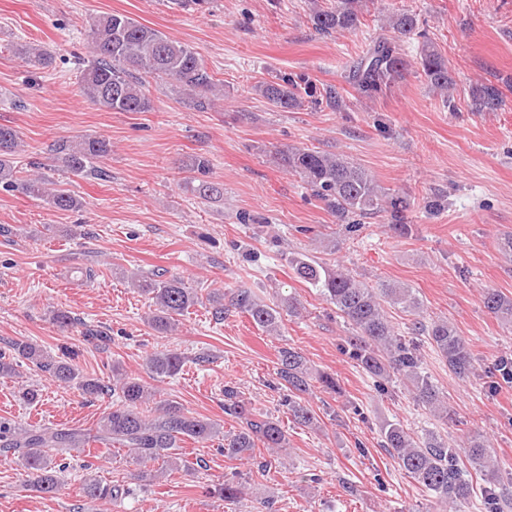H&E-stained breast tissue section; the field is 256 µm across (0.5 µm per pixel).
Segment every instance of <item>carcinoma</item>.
<instances>
[{
  "label": "carcinoma",
  "instance_id": "carcinoma-1",
  "mask_svg": "<svg viewBox=\"0 0 512 512\" xmlns=\"http://www.w3.org/2000/svg\"><path fill=\"white\" fill-rule=\"evenodd\" d=\"M311 21L315 29L327 36L354 31L361 25L359 0H334V4L327 7L317 4L312 8ZM388 26L402 36L422 38L416 65L426 82L447 95L446 103L452 104L450 91L454 79L450 63L424 40V34L418 31L416 15L410 12L395 14L389 18ZM20 54L34 67L50 64L49 54L36 45L22 46ZM409 66L400 44L382 37L373 42L356 64L351 80L362 96L374 98L390 89ZM150 79L176 82L182 93L196 101L200 108L210 105L208 94L216 89L215 75L208 71L200 55L189 45L125 15L112 13L94 20L90 29V55L80 70L83 95L105 111L149 112L153 104L145 92V85ZM256 90L272 107L282 112L300 108L303 96L309 95L308 88L290 78L264 81ZM502 103V91L493 84L475 83L469 90V105L473 112L494 111ZM20 143L16 129L0 124V185L17 188L56 210L79 208L81 202L69 189L37 173L41 163H30L35 172L21 175L16 161ZM52 152L58 166L74 177H108L105 170L96 166L98 159L111 152L109 140L103 137L61 140L53 145ZM277 163L298 175L313 196L323 201L337 217L384 212L395 221L393 228L396 231L408 232V225L398 223L397 200L390 197L360 164L342 155L309 147L279 150ZM210 170V160L204 156L192 158L189 164V171L193 173L191 180L198 182L193 190L203 198L223 195L222 188L208 180ZM288 266L298 278L335 305L337 312L351 326L352 336L348 337L350 357L374 379L377 387L381 388L384 382L395 378L410 387L414 399L430 415L439 420L448 418L446 396L422 373L416 343L395 330L387 318L385 305L415 317L412 334L421 332L428 336L431 346L448 364V371L458 378H465L473 372V358L466 340L451 322L446 319L424 322L423 302L409 286L389 283L369 288L351 271L340 266L321 265L303 254L288 257ZM130 281L137 292L152 301L153 310L148 321L161 334L176 331L180 317L197 305L209 306L217 320L223 319L224 313L237 310L271 333L279 332L282 312L295 317L303 310L302 304L292 296L273 306L258 300L248 288L227 292L212 288L203 295L186 286L179 277L166 278L154 271L135 273ZM482 302L490 314L512 326V296L489 289L483 293ZM25 361L48 373L56 382L74 385L89 396L112 393V406L96 424L93 433L85 429L23 426L0 421V453L21 458L27 473L26 485L40 495L53 494L59 486V473L50 451L82 448L91 440L128 449L132 461L143 467L138 479L148 483L157 479L158 473L148 469L147 464L160 461L164 465L178 466L177 451L180 443L187 439L202 444L220 439L225 457L246 462L255 457L259 443L273 454L288 447V437L279 422L266 414L253 413L238 399V391L232 388L224 389V413L237 418L240 428L226 435L221 423L195 416L175 400H160L156 406L149 407L150 393L146 385L118 364L112 366V384L109 385L83 374L71 362V353L53 356L28 340L11 342L8 355L0 352V378L17 376L19 363ZM185 363L183 354L160 350L148 355L146 368L154 378H172L183 370ZM276 375L288 391V414L292 421L301 427H313L315 417L302 395L310 390L314 379L332 391L336 390V381L325 374L313 375L306 358L291 346L279 350ZM382 435L384 447L404 474L436 504L449 508V512H458V506L474 497L475 488L469 479L472 470L483 476L487 483L484 487L485 512H506L512 507L509 498L492 487L498 477L499 465L482 436H469L457 447L434 432L415 437L399 423L383 426ZM83 492L92 502H108L120 498L125 489L89 477L84 481ZM214 494L231 505L246 495V486L228 479L215 486Z\"/></svg>",
  "mask_w": 512,
  "mask_h": 512
}]
</instances>
